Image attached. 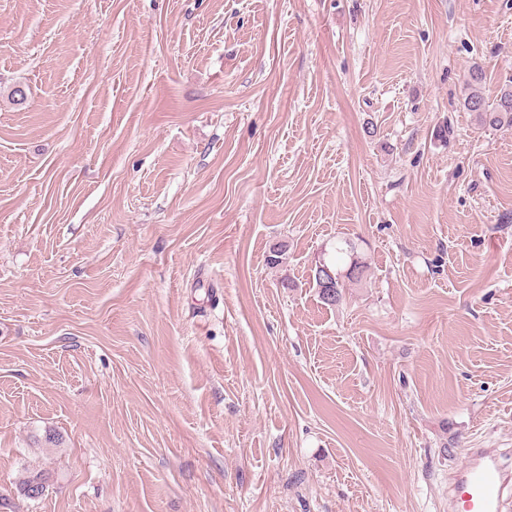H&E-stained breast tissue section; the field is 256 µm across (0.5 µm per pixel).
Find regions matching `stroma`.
<instances>
[{
    "label": "stroma",
    "instance_id": "obj_1",
    "mask_svg": "<svg viewBox=\"0 0 512 512\" xmlns=\"http://www.w3.org/2000/svg\"><path fill=\"white\" fill-rule=\"evenodd\" d=\"M476 65L512 85V0H0V512H448L466 449L512 471ZM352 257L350 258V262L345 270V274L338 272V270H333L327 263L324 262V264L333 272V274L336 277V282H334L336 288L332 286V282L328 280V278H324L321 281V288H319L320 278L323 276L324 271L320 268V265H322L321 262H319V265H316L314 280L316 283V287L318 288V296L324 304L331 306H339L342 303L345 296V278L349 282H351L354 279L357 281H361L365 277V274L367 272V266L365 265L364 262L359 261L358 258ZM323 288L333 289L328 291Z\"/></svg>",
    "mask_w": 512,
    "mask_h": 512
}]
</instances>
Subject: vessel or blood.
Masks as SVG:
<instances>
[{
  "mask_svg": "<svg viewBox=\"0 0 512 512\" xmlns=\"http://www.w3.org/2000/svg\"><path fill=\"white\" fill-rule=\"evenodd\" d=\"M512 488L493 448H469L464 463L448 483V512H502L503 496Z\"/></svg>",
  "mask_w": 512,
  "mask_h": 512,
  "instance_id": "vessel-or-blood-1",
  "label": "vessel or blood"
}]
</instances>
